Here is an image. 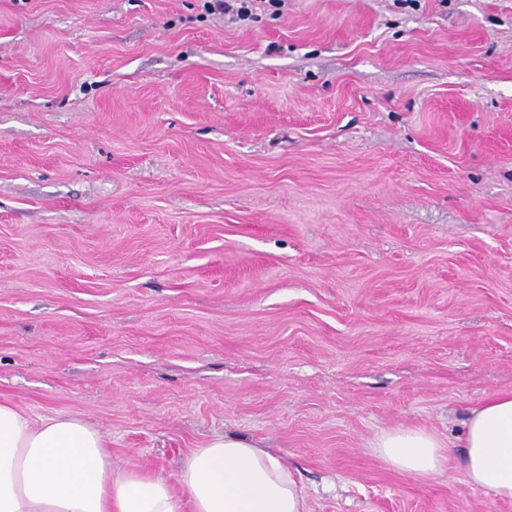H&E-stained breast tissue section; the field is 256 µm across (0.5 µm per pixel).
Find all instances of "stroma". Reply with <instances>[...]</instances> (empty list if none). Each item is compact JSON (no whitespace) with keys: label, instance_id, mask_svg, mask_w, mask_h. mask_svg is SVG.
<instances>
[{"label":"stroma","instance_id":"obj_1","mask_svg":"<svg viewBox=\"0 0 512 512\" xmlns=\"http://www.w3.org/2000/svg\"><path fill=\"white\" fill-rule=\"evenodd\" d=\"M512 392V0H0V400L174 480L218 434L308 512H512L460 444ZM257 5L256 0H205L203 8L207 12L231 13L238 20L246 21L251 20ZM374 448L389 466L418 479L443 474L448 448H462L459 467L467 484L512 499V392L493 394L471 411L459 447H447L426 430L396 428L383 433Z\"/></svg>","mask_w":512,"mask_h":512}]
</instances>
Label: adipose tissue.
<instances>
[{
  "mask_svg": "<svg viewBox=\"0 0 512 512\" xmlns=\"http://www.w3.org/2000/svg\"><path fill=\"white\" fill-rule=\"evenodd\" d=\"M462 469L469 486L512 499V392L487 397L464 424ZM392 468L432 479L448 468L436 434L396 428L375 443ZM0 512H308L281 456L260 443L218 435L191 449L175 481L113 470L103 435L79 417L33 421L0 402Z\"/></svg>",
  "mask_w": 512,
  "mask_h": 512,
  "instance_id": "1",
  "label": "adipose tissue"
}]
</instances>
